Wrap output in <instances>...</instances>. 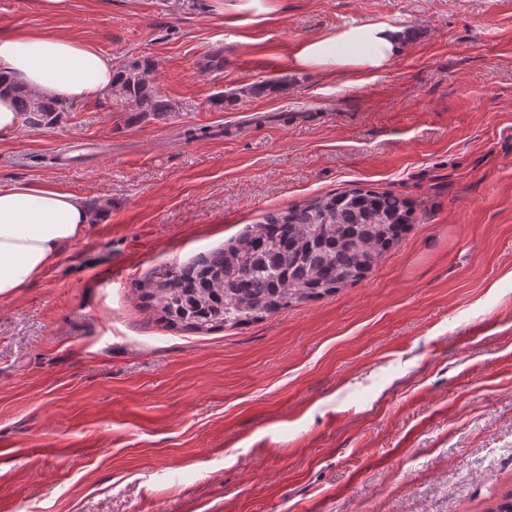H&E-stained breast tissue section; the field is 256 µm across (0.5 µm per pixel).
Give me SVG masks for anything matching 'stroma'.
Listing matches in <instances>:
<instances>
[{
    "mask_svg": "<svg viewBox=\"0 0 512 512\" xmlns=\"http://www.w3.org/2000/svg\"><path fill=\"white\" fill-rule=\"evenodd\" d=\"M384 24L383 68H293ZM146 57L171 116L111 96L0 136V186L104 210L0 299V512H489L512 490V7L500 0H0ZM266 79L282 91L217 110ZM351 188L418 222L363 281L238 329H171L135 285Z\"/></svg>",
    "mask_w": 512,
    "mask_h": 512,
    "instance_id": "stroma-1",
    "label": "stroma"
}]
</instances>
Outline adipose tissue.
I'll list each match as a JSON object with an SVG mask.
<instances>
[{"label": "adipose tissue", "instance_id": "obj_1", "mask_svg": "<svg viewBox=\"0 0 512 512\" xmlns=\"http://www.w3.org/2000/svg\"><path fill=\"white\" fill-rule=\"evenodd\" d=\"M400 49L397 28L362 25L339 38L308 41L299 66L335 74L348 66L379 67ZM116 70L95 46L51 32L0 35V75L36 97L68 104L108 94ZM93 218L84 201L49 184L0 187V298L40 277L64 244L82 237Z\"/></svg>", "mask_w": 512, "mask_h": 512}]
</instances>
